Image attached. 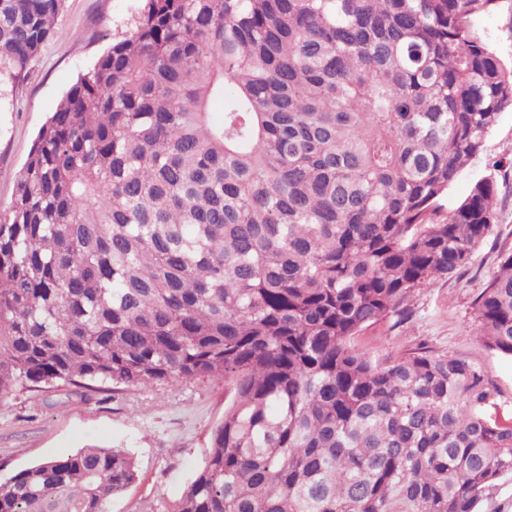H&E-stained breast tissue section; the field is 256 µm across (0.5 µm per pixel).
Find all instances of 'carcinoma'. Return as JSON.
Masks as SVG:
<instances>
[{"label": "carcinoma", "instance_id": "1", "mask_svg": "<svg viewBox=\"0 0 512 512\" xmlns=\"http://www.w3.org/2000/svg\"><path fill=\"white\" fill-rule=\"evenodd\" d=\"M64 2L0 0V73L27 71ZM495 2L145 0L0 213V399L224 381L167 512H481L512 479L497 386L352 339L491 234V176L431 216L512 109L472 28ZM475 314L512 358V251ZM136 477L129 452L81 448L0 478V512H107Z\"/></svg>", "mask_w": 512, "mask_h": 512}]
</instances>
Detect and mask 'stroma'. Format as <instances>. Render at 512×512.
<instances>
[{"instance_id": "1", "label": "stroma", "mask_w": 512, "mask_h": 512, "mask_svg": "<svg viewBox=\"0 0 512 512\" xmlns=\"http://www.w3.org/2000/svg\"><path fill=\"white\" fill-rule=\"evenodd\" d=\"M141 0H66L50 41L21 78L0 74V212L13 201L17 180L41 125L56 111L80 72L128 33ZM475 35L503 63L512 62V0L473 21ZM512 158V110L501 113L481 154L449 188L463 200L494 160ZM494 175V174H493ZM497 177V176H496ZM493 230L471 263L450 278L416 289L403 313L365 327L356 348L379 361L419 349L480 366L500 388L499 413L512 418V358L488 349L479 334L474 301L512 249V175L497 177ZM221 380L148 387L94 384L15 386L0 400V478L89 445L120 448L136 462L137 478L108 512H143L179 499L201 466L211 433L224 417Z\"/></svg>"}]
</instances>
